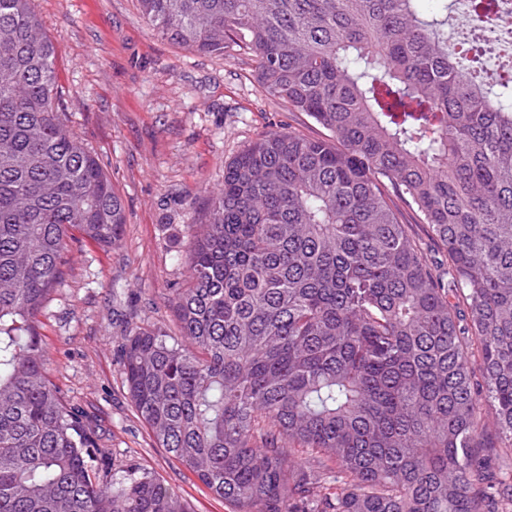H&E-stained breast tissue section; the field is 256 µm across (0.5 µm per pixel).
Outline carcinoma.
<instances>
[{"label":"carcinoma","mask_w":512,"mask_h":512,"mask_svg":"<svg viewBox=\"0 0 512 512\" xmlns=\"http://www.w3.org/2000/svg\"><path fill=\"white\" fill-rule=\"evenodd\" d=\"M138 2L169 43L249 51L264 92L331 134L262 135L183 225L180 335L123 342L158 446L230 512H506L512 469H488L512 457V86L448 51V0ZM124 223L61 119L34 0H0V512H191L111 471L45 371L69 233L108 248ZM396 204L403 212V221L407 224L406 226L409 234L424 249L427 256L439 263H446L448 258L440 249H438L431 239L428 226L417 222L412 212L407 210L402 203L396 201Z\"/></svg>","instance_id":"carcinoma-1"}]
</instances>
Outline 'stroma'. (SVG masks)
<instances>
[{
	"mask_svg": "<svg viewBox=\"0 0 512 512\" xmlns=\"http://www.w3.org/2000/svg\"><path fill=\"white\" fill-rule=\"evenodd\" d=\"M36 11L56 47L64 122L98 158L126 214L116 245H71L40 317L47 375L94 418L115 467L154 474L191 512H228L140 420L124 387L123 337L135 324L177 334L172 299L189 276L177 228L204 223L225 166L267 132L325 131L258 86L246 51L219 57L171 45L137 0H36Z\"/></svg>",
	"mask_w": 512,
	"mask_h": 512,
	"instance_id": "1",
	"label": "stroma"
}]
</instances>
